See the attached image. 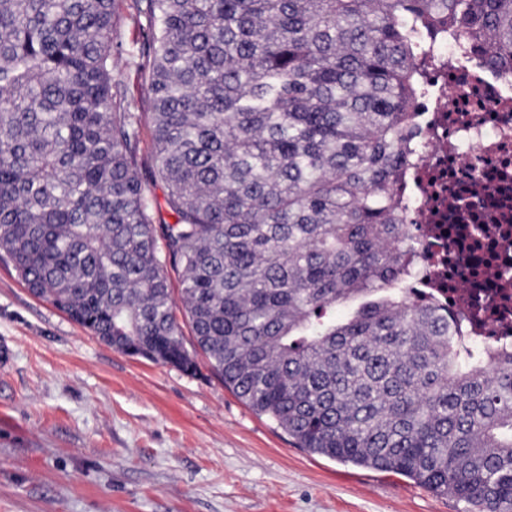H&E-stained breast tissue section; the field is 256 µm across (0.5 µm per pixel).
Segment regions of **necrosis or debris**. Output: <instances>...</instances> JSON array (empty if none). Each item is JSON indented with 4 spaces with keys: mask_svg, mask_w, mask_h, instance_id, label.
Listing matches in <instances>:
<instances>
[{
    "mask_svg": "<svg viewBox=\"0 0 512 512\" xmlns=\"http://www.w3.org/2000/svg\"><path fill=\"white\" fill-rule=\"evenodd\" d=\"M407 175L409 297L447 312L461 344L512 350V69L445 42L425 71Z\"/></svg>",
    "mask_w": 512,
    "mask_h": 512,
    "instance_id": "1",
    "label": "necrosis or debris"
}]
</instances>
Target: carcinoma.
I'll return each instance as SVG.
<instances>
[{"label": "carcinoma", "mask_w": 512, "mask_h": 512, "mask_svg": "<svg viewBox=\"0 0 512 512\" xmlns=\"http://www.w3.org/2000/svg\"><path fill=\"white\" fill-rule=\"evenodd\" d=\"M133 7L174 217L158 226L113 77L119 0H0V251L29 290L193 373L180 308L224 384L299 447L512 512V353L461 349L408 297L400 194L430 40L512 66V0Z\"/></svg>", "instance_id": "1"}]
</instances>
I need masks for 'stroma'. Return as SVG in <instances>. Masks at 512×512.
<instances>
[{
    "instance_id": "stroma-1",
    "label": "stroma",
    "mask_w": 512,
    "mask_h": 512,
    "mask_svg": "<svg viewBox=\"0 0 512 512\" xmlns=\"http://www.w3.org/2000/svg\"><path fill=\"white\" fill-rule=\"evenodd\" d=\"M146 20L122 5L114 78L140 118L156 222ZM198 371L122 354L33 295L0 252V512H469L411 479L298 447L225 387L190 326Z\"/></svg>"
}]
</instances>
